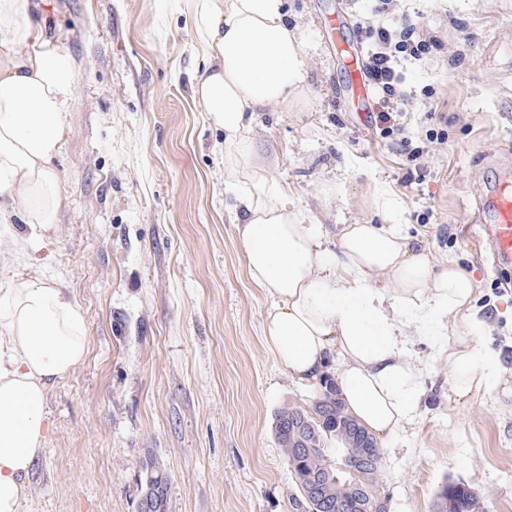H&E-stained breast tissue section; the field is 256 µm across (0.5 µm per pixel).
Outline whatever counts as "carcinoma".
I'll return each mask as SVG.
<instances>
[{
	"mask_svg": "<svg viewBox=\"0 0 512 512\" xmlns=\"http://www.w3.org/2000/svg\"><path fill=\"white\" fill-rule=\"evenodd\" d=\"M275 439L283 449L289 468L294 472L301 500L298 506L306 512H321L324 501L353 499L357 487H362L375 500L376 485L381 476L382 451L375 437L369 434L347 412L333 377L323 380L319 396L308 407H286L275 418ZM335 438L341 452L347 455L369 454L370 463L359 476L337 473L326 479V473H336V466L326 454L325 441ZM167 474L154 458H144L140 473V490L155 487L160 494L159 512H168ZM442 507L448 512H478V502L464 485L446 484L438 493Z\"/></svg>",
	"mask_w": 512,
	"mask_h": 512,
	"instance_id": "cac0c4a2",
	"label": "carcinoma"
}]
</instances>
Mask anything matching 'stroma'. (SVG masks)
Segmentation results:
<instances>
[{
  "instance_id": "35a3bbf8",
  "label": "stroma",
  "mask_w": 512,
  "mask_h": 512,
  "mask_svg": "<svg viewBox=\"0 0 512 512\" xmlns=\"http://www.w3.org/2000/svg\"><path fill=\"white\" fill-rule=\"evenodd\" d=\"M197 0H39L76 80L53 162L62 197L52 231L32 236L0 198V285L40 275L83 311L90 350L48 393L47 438L22 512H135L152 456L169 512H299L274 435L277 411L318 387L279 365L263 336L270 305L249 279L224 193V134L192 83L205 64ZM372 0H286L310 80L251 130L271 177L325 245L346 224H394L437 263L477 282L480 345L512 381V269L496 275L476 236L481 188L512 166V0H394L386 25L417 16L441 41L399 70L414 100L399 114L413 145L363 126L346 92L340 43L366 55ZM333 15L340 34L321 27ZM444 132L427 144L425 132ZM444 336L415 337L425 368L410 424L381 440L387 512H436L448 483L482 512L512 506V394L448 397Z\"/></svg>"
}]
</instances>
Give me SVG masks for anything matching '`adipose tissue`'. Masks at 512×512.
<instances>
[{
  "instance_id": "ef3b65f1",
  "label": "adipose tissue",
  "mask_w": 512,
  "mask_h": 512,
  "mask_svg": "<svg viewBox=\"0 0 512 512\" xmlns=\"http://www.w3.org/2000/svg\"><path fill=\"white\" fill-rule=\"evenodd\" d=\"M194 26L208 63L193 94L224 133L225 184L249 276L272 300L263 331L281 366L313 385L334 373L348 412L379 439L420 406L422 368L405 356L411 332L447 329L452 400L511 386L477 341L472 274L380 224L345 225L336 264L260 164L249 136L256 113L295 99L309 77L284 0H197ZM74 82L70 56L48 46L29 0H0V197L39 237L60 204L52 161ZM88 351L85 316L65 289L37 275L0 288V512H20L46 439L47 392Z\"/></svg>"
}]
</instances>
